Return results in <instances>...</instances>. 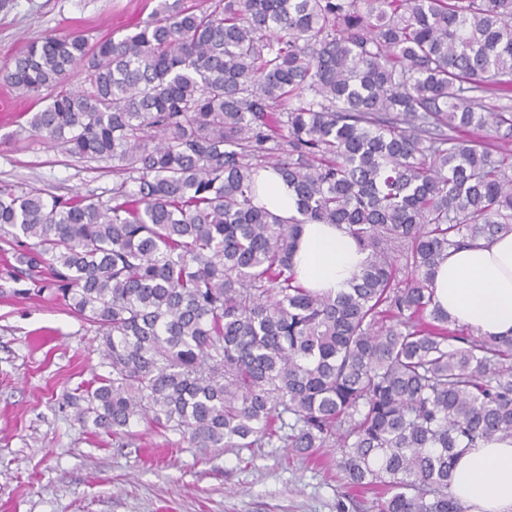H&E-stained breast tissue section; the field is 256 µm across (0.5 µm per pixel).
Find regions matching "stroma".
Here are the masks:
<instances>
[{"instance_id": "35a3bbf8", "label": "stroma", "mask_w": 512, "mask_h": 512, "mask_svg": "<svg viewBox=\"0 0 512 512\" xmlns=\"http://www.w3.org/2000/svg\"><path fill=\"white\" fill-rule=\"evenodd\" d=\"M156 4L11 0L0 9V71L47 34L121 37ZM81 82L74 71L26 97L0 80V184L89 198L111 189V161L71 156L28 125L31 112ZM14 286L0 261V512H336L355 497L332 448H194L142 424L118 437L91 433L68 398L105 372L95 327Z\"/></svg>"}]
</instances>
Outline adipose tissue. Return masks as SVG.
I'll list each match as a JSON object with an SVG mask.
<instances>
[{"label": "adipose tissue", "mask_w": 512, "mask_h": 512, "mask_svg": "<svg viewBox=\"0 0 512 512\" xmlns=\"http://www.w3.org/2000/svg\"><path fill=\"white\" fill-rule=\"evenodd\" d=\"M367 257L342 227L308 224L295 254L300 280L319 293L346 288ZM436 299L482 336L512 335V232L452 249L437 268ZM451 491L465 512H512V444L492 441L457 459Z\"/></svg>", "instance_id": "obj_1"}]
</instances>
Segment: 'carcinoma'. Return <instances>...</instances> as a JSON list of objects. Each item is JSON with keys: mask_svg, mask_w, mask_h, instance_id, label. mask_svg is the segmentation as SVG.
Wrapping results in <instances>:
<instances>
[{"mask_svg": "<svg viewBox=\"0 0 512 512\" xmlns=\"http://www.w3.org/2000/svg\"><path fill=\"white\" fill-rule=\"evenodd\" d=\"M76 68L28 124L119 180L94 200L1 185L0 242L33 285L13 292L97 327L83 426L336 448L378 512H464L459 452L512 441V335L450 328L432 284L448 250L512 231V0H158L0 78L37 96ZM262 171L296 215L256 202ZM307 223L367 252L348 288L298 281Z\"/></svg>", "mask_w": 512, "mask_h": 512, "instance_id": "obj_1", "label": "carcinoma"}]
</instances>
